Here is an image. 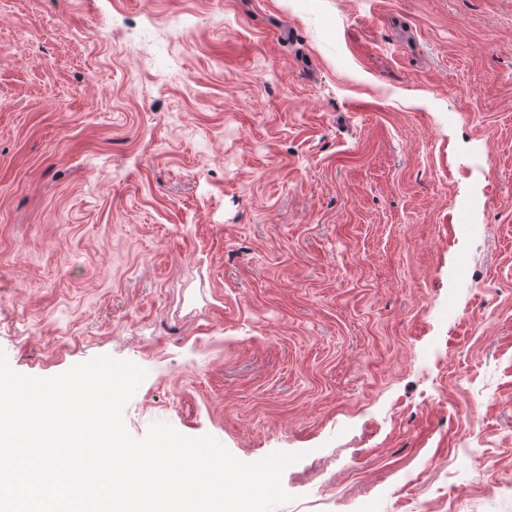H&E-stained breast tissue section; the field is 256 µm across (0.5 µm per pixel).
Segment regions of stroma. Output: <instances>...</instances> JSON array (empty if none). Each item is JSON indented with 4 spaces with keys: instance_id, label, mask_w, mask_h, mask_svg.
Listing matches in <instances>:
<instances>
[{
    "instance_id": "obj_1",
    "label": "stroma",
    "mask_w": 512,
    "mask_h": 512,
    "mask_svg": "<svg viewBox=\"0 0 512 512\" xmlns=\"http://www.w3.org/2000/svg\"><path fill=\"white\" fill-rule=\"evenodd\" d=\"M0 352L275 512H512V0H0Z\"/></svg>"
}]
</instances>
